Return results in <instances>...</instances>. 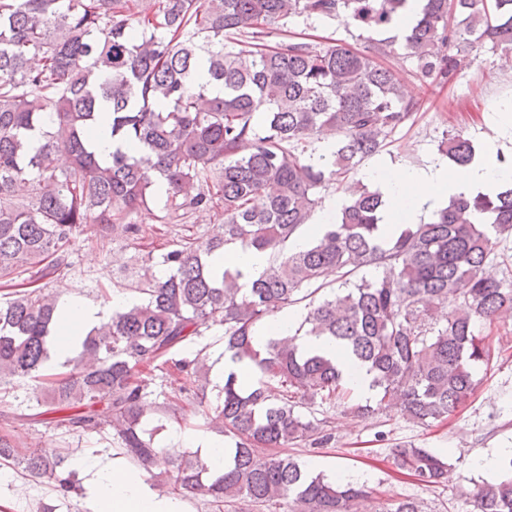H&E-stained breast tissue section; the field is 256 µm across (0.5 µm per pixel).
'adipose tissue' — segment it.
I'll use <instances>...</instances> for the list:
<instances>
[{"mask_svg": "<svg viewBox=\"0 0 512 512\" xmlns=\"http://www.w3.org/2000/svg\"><path fill=\"white\" fill-rule=\"evenodd\" d=\"M363 176L388 205L380 224L387 237L393 236L400 225L418 223L423 208L444 206L459 196L492 195L512 185V169L500 168L479 155L467 166L453 169L443 162L424 168L396 169L377 164L367 168ZM63 311V338L51 351V359L56 363L72 356L86 334L104 317L100 309L70 297L65 298ZM297 321V315L278 314L257 327L256 345L264 346L271 338L294 337L301 349L338 358L339 367L350 384L362 395H371L370 378L365 371L353 366L349 358L337 357L334 343L297 334ZM90 491L111 512H185L179 498L156 495L143 472L118 463L95 471L90 479Z\"/></svg>", "mask_w": 512, "mask_h": 512, "instance_id": "obj_1", "label": "adipose tissue"}]
</instances>
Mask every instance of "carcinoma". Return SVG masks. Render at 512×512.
I'll list each match as a JSON object with an SVG mask.
<instances>
[{"label":"carcinoma","instance_id":"1","mask_svg":"<svg viewBox=\"0 0 512 512\" xmlns=\"http://www.w3.org/2000/svg\"><path fill=\"white\" fill-rule=\"evenodd\" d=\"M407 0H0V404L18 382L41 378L62 318L49 284L67 275L85 231L129 237L134 212L150 209L158 182L170 210L224 216L209 235L186 227L155 261L140 258L133 301L84 338L62 379H45L36 416L82 432L115 431L126 456L166 495H203L221 507L247 500L258 512H367L372 491L328 481L286 453L331 439L327 419L302 409L345 395L336 361L283 339L253 344L256 326L298 303V330L336 343L372 376L379 399L358 404L371 417L396 409L419 426L448 419L475 393V367L489 363L479 321L512 310V282L486 267L498 239L512 236V187L493 197L455 198L431 221L403 224L385 239L381 194L348 176L380 152L419 101L393 71L342 45L262 43L271 26L298 15L362 30L390 26ZM512 53V0H423L404 48L423 82L449 80L457 44ZM224 96L193 81L201 58ZM113 151L90 144L101 113ZM338 137L331 158L314 141ZM441 152L468 165L473 147L456 134ZM341 185L340 220L317 226L304 249L291 240L310 227L318 190ZM230 248L267 254L248 285L224 266ZM165 268L161 277L156 265ZM342 281L329 287L327 270ZM374 274L367 275V270ZM214 327L224 355L244 366L224 378L211 404L204 388L179 384L206 368ZM159 371L160 391L138 369ZM179 417L191 401L232 448L224 468L197 452L162 448L146 428L147 398ZM108 410L100 417L97 406ZM0 458L18 459L68 495L65 457L20 454L0 436ZM394 472L442 483L450 458L430 448H393ZM474 512H512V458L472 491ZM379 512H424L410 497Z\"/></svg>","mask_w":512,"mask_h":512}]
</instances>
